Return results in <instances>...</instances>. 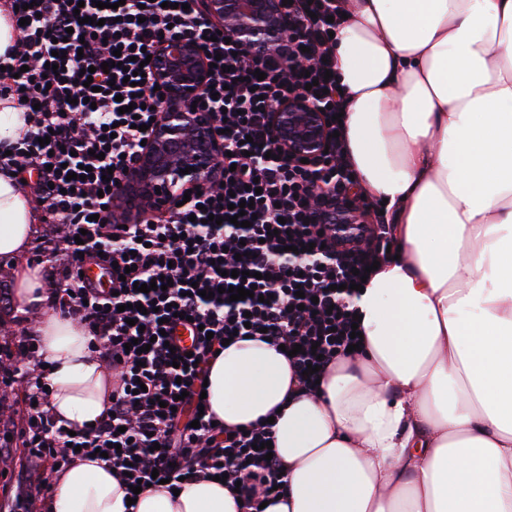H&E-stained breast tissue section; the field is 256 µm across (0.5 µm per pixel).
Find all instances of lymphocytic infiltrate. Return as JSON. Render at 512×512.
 <instances>
[{"mask_svg": "<svg viewBox=\"0 0 512 512\" xmlns=\"http://www.w3.org/2000/svg\"><path fill=\"white\" fill-rule=\"evenodd\" d=\"M98 0H13L20 45L0 56V92H9L29 128L9 147L0 146V171L29 179L38 208L64 234L49 249L58 259L53 285L61 313L89 329L112 369V402L97 426L69 434L47 405L49 370L35 361L26 377L27 457L42 478L57 468L90 459L95 451L124 475L126 486L225 476L227 487L250 512L277 498L286 481L280 457H266L272 424L227 428L200 414L207 363L225 340L262 336L272 346L302 351L289 360L301 388L315 391L322 370L346 357L353 319L355 273L386 262L392 226L373 200L363 202L360 236L339 257L326 219L331 202L312 204L313 189L342 193L355 182L345 140L309 163L271 157L269 117L280 99L306 94L340 113L344 100L335 70L338 0H291L283 11L295 28L281 51L253 61L236 43L218 39V26L203 19L204 0H125L98 8ZM200 43L213 64L215 112L221 158L220 187L181 206L126 225L115 219L117 191L136 166L144 132L162 110L146 65L161 34ZM59 73L47 71L46 62ZM93 68L92 87L83 71ZM146 73L126 83L127 73ZM317 86H309V79ZM49 144H42V137ZM90 176L78 179L80 167ZM252 202L251 225L236 227L233 205ZM95 265L108 287L84 278ZM171 279L167 290L140 292V285ZM241 287L249 298L218 301V288ZM194 333L192 347L174 345L179 330ZM186 365H179V358Z\"/></svg>", "mask_w": 512, "mask_h": 512, "instance_id": "f902f5d3", "label": "lymphocytic infiltrate"}]
</instances>
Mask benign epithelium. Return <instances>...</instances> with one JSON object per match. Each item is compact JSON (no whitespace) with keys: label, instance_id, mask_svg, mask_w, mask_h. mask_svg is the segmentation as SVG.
<instances>
[{"label":"benign epithelium","instance_id":"benign-epithelium-1","mask_svg":"<svg viewBox=\"0 0 512 512\" xmlns=\"http://www.w3.org/2000/svg\"><path fill=\"white\" fill-rule=\"evenodd\" d=\"M206 19L224 27L248 56L266 55L288 40L293 23L279 0H205ZM152 72L164 107L148 131L136 169L124 180V218L144 217L183 201L184 193L214 184L221 147L213 137L214 112L205 106L212 75L199 45L179 35L163 38L152 53ZM280 156L315 158L326 149L329 129L320 107L298 95L281 102L272 119ZM191 168L189 173L182 170ZM358 202L338 205L336 238L355 234Z\"/></svg>","mask_w":512,"mask_h":512}]
</instances>
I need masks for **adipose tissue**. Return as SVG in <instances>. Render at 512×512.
<instances>
[{
  "instance_id": "ef3b65f1",
  "label": "adipose tissue",
  "mask_w": 512,
  "mask_h": 512,
  "mask_svg": "<svg viewBox=\"0 0 512 512\" xmlns=\"http://www.w3.org/2000/svg\"><path fill=\"white\" fill-rule=\"evenodd\" d=\"M336 67L356 179L392 215L399 256L354 301L363 347L300 393L258 340L209 362L224 426L280 415L285 500L264 512H512V0H345ZM37 212L0 174V256L36 310L58 424L91 427L112 371L22 265ZM101 461L55 478L53 512H246L213 480L135 506Z\"/></svg>"
}]
</instances>
